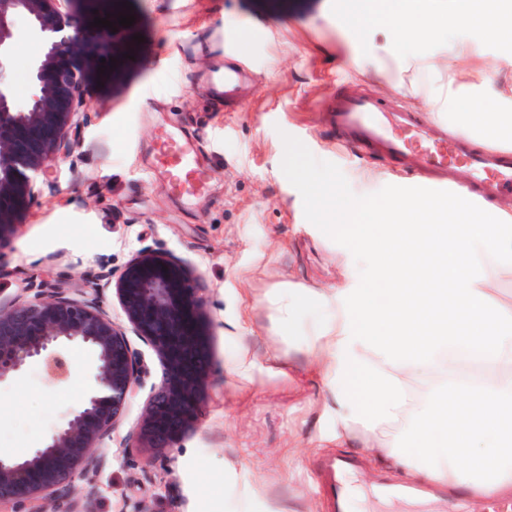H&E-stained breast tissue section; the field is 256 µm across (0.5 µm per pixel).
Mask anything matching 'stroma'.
<instances>
[{
    "label": "stroma",
    "instance_id": "35a3bbf8",
    "mask_svg": "<svg viewBox=\"0 0 512 512\" xmlns=\"http://www.w3.org/2000/svg\"><path fill=\"white\" fill-rule=\"evenodd\" d=\"M134 22L117 30L120 82L93 91L79 115L80 143L39 183L25 221L0 248V303L26 286L56 285L82 300L99 295L114 320V290L96 293L101 270L121 272L149 248L180 258L188 285L205 300L210 351L203 402L166 453L130 448L148 388L160 382L158 356L140 340L150 374L114 429L99 443V468L64 496L14 512H329L319 468L330 453L357 456V512H422L382 502L373 486L386 468L361 441L324 449L322 383L300 343L279 336L263 298L281 281L335 286L350 251L346 238L323 241L303 184L288 173L284 143L298 159L330 172L347 194L382 208L397 195L428 198L424 177L397 174L377 155L341 146L328 109L338 94L364 92L390 106L432 117L413 72L398 73L382 30L343 28L342 0H130ZM470 47L458 79L481 77L512 94V43L464 28ZM376 53L386 75L358 62ZM254 81L244 105L224 109L212 81L225 63ZM189 139L209 171L205 192L182 197L150 175L157 139ZM256 362L247 374L242 355ZM63 383L29 365L0 384V457L19 458L82 402L98 363L87 345L69 349Z\"/></svg>",
    "mask_w": 512,
    "mask_h": 512
}]
</instances>
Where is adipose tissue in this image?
<instances>
[{
	"mask_svg": "<svg viewBox=\"0 0 512 512\" xmlns=\"http://www.w3.org/2000/svg\"><path fill=\"white\" fill-rule=\"evenodd\" d=\"M453 0H347L348 27L366 34L395 19L404 63L428 71L426 98L452 112L457 136L474 144L512 141V99L474 112L489 80L456 84L448 45L458 25L487 39H512V0H472L459 24ZM437 42V54L424 47ZM324 238L348 235L352 250L340 283L313 288L274 284L264 297L279 330L305 339L323 384L324 415L334 423L319 443L363 436L407 475L466 487L472 512L512 488V211L492 204L474 213L463 202L435 204L396 196L367 215L335 178L290 162ZM321 313L306 315L313 307Z\"/></svg>",
	"mask_w": 512,
	"mask_h": 512,
	"instance_id": "ef3b65f1",
	"label": "adipose tissue"
}]
</instances>
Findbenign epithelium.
<instances>
[{"label": "benign epithelium", "mask_w": 512, "mask_h": 512, "mask_svg": "<svg viewBox=\"0 0 512 512\" xmlns=\"http://www.w3.org/2000/svg\"><path fill=\"white\" fill-rule=\"evenodd\" d=\"M98 0H0V242L12 234L38 194V177L79 145L72 136L87 93L112 82L103 69L113 33L84 19ZM26 17L29 35L42 46L32 62V92L15 100L9 70L18 36L15 19ZM183 261L148 248L113 284L134 334L159 357L164 372L150 387L138 431L128 448L174 445L176 430L196 411V391L205 351L199 314L202 298L186 287ZM25 296L0 307V384L37 363L54 381L70 374L67 346L83 343L98 352V365L79 408L23 461L0 458V506L40 498L54 500L75 479L97 467L98 442L122 417L128 399L149 375L142 353L124 326L107 315L94 296L84 302L63 288H26Z\"/></svg>", "instance_id": "1"}]
</instances>
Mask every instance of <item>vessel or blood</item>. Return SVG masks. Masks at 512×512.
Returning <instances> with one entry per match:
<instances>
[{
  "instance_id": "1",
  "label": "vessel or blood",
  "mask_w": 512,
  "mask_h": 512,
  "mask_svg": "<svg viewBox=\"0 0 512 512\" xmlns=\"http://www.w3.org/2000/svg\"><path fill=\"white\" fill-rule=\"evenodd\" d=\"M246 77L245 69L233 66L216 74L226 102L236 104L237 89ZM330 120L341 143L381 154L395 170L443 173V181L432 184V191L463 197L471 205L512 195L511 150L471 148L463 139H448L436 121L422 120L412 111H386L378 100L358 94L337 97ZM158 163L180 193L191 196L205 188V175L190 143L172 137L163 141ZM456 163L468 170L467 181L448 177L449 167ZM357 466L356 458L340 454L323 463L330 512H352L350 480Z\"/></svg>"
}]
</instances>
